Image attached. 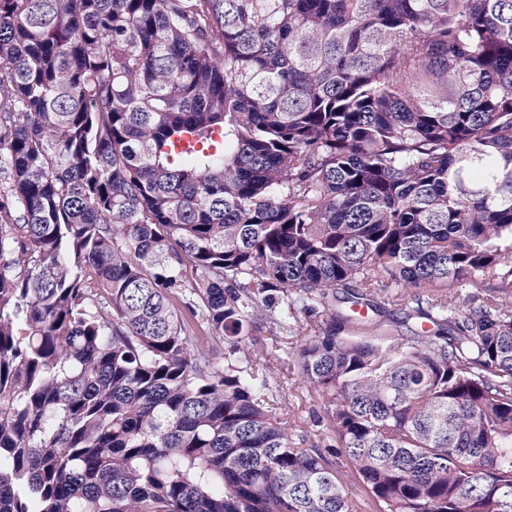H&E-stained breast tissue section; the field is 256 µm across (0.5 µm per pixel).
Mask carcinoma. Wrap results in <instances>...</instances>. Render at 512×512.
Listing matches in <instances>:
<instances>
[{
  "label": "carcinoma",
  "mask_w": 512,
  "mask_h": 512,
  "mask_svg": "<svg viewBox=\"0 0 512 512\" xmlns=\"http://www.w3.org/2000/svg\"><path fill=\"white\" fill-rule=\"evenodd\" d=\"M493 277L512 0H0V512H351L273 358L380 512H512ZM488 282L485 288H463L459 291L460 295L456 299V304L471 308L485 300L488 294H497L496 291L499 289L495 287H497L498 281L490 280ZM269 374L279 384L280 393L288 400V409L291 417L295 419L297 431L307 435L306 448H321L325 452V442L318 437L322 427H316L313 419L315 412L320 413L315 394L303 385L298 373L292 367L282 370L276 361L269 364ZM336 471V477L347 489L348 497L352 505V512H378L363 491L361 482L350 473L342 457L328 456Z\"/></svg>",
  "instance_id": "1"
}]
</instances>
